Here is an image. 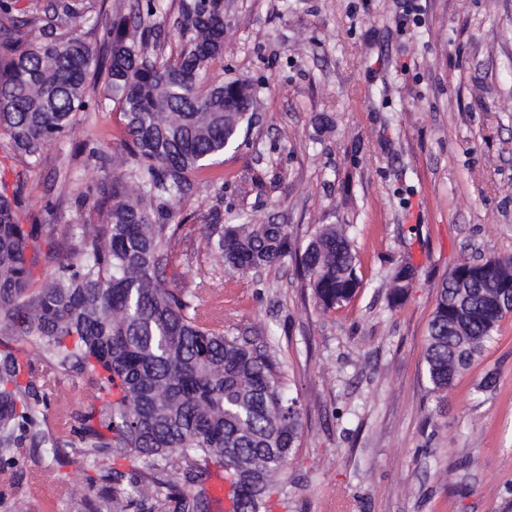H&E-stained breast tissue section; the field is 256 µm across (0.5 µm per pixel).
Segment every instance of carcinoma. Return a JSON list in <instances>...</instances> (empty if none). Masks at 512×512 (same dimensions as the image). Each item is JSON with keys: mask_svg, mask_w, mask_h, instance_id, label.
I'll use <instances>...</instances> for the list:
<instances>
[{"mask_svg": "<svg viewBox=\"0 0 512 512\" xmlns=\"http://www.w3.org/2000/svg\"><path fill=\"white\" fill-rule=\"evenodd\" d=\"M162 7L137 0L133 18ZM14 10V0H0V131L12 152L37 165L100 89L120 109L123 171L83 143L103 173L78 197L96 216L91 226L22 223L19 174L0 192V468L22 467L32 448L54 458L68 448L90 469V512H208L206 482L219 468L231 478L235 512H269L301 447L300 401L267 346L224 331V308L202 309L200 295L213 268L245 274L292 257L316 306L334 310L361 285L350 239L328 224L298 252L284 224L224 225L217 211L173 221L196 180L218 182L206 170L257 103L244 81L198 90L224 50V0H177L173 60L167 43L129 29L125 16L92 46L82 28L97 21L81 0H55L42 17ZM27 27L38 35L22 39ZM198 229L211 268L182 281L176 246ZM46 263L52 271L35 278ZM413 276V264L400 267L392 302ZM509 314L512 257L465 260L437 286L424 353L433 392L448 391ZM73 373L90 378L93 398L51 429L41 406ZM126 477L139 498L123 487Z\"/></svg>", "mask_w": 512, "mask_h": 512, "instance_id": "cac0c4a2", "label": "carcinoma"}]
</instances>
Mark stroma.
<instances>
[{"instance_id": "stroma-1", "label": "stroma", "mask_w": 512, "mask_h": 512, "mask_svg": "<svg viewBox=\"0 0 512 512\" xmlns=\"http://www.w3.org/2000/svg\"><path fill=\"white\" fill-rule=\"evenodd\" d=\"M230 0L209 89L240 79L257 119L187 210L223 223L287 225L305 247L345 229L361 286L320 311L292 262L215 275L224 328L266 342L301 393L303 440L272 512H512V315L445 399L424 352L441 280L463 260L512 256V0ZM118 107L78 113L68 135L27 168L0 133V176L26 171L25 205L56 204L80 224L79 194L100 176L75 150L118 152ZM417 271L389 300L404 261ZM495 390L478 392L487 372ZM75 455L0 471V512H88L55 487H83Z\"/></svg>"}]
</instances>
